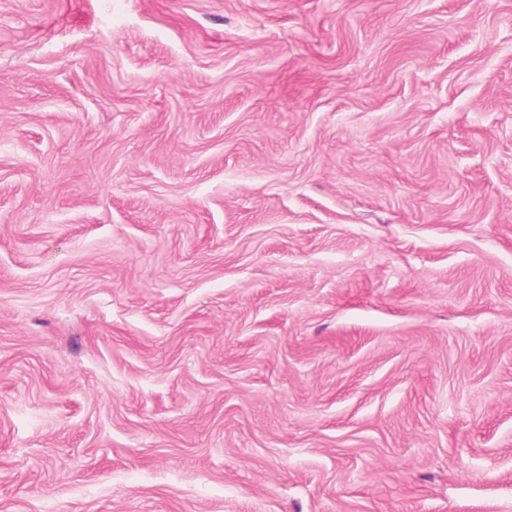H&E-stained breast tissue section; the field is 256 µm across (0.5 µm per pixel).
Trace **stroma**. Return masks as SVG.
Here are the masks:
<instances>
[{
    "mask_svg": "<svg viewBox=\"0 0 512 512\" xmlns=\"http://www.w3.org/2000/svg\"><path fill=\"white\" fill-rule=\"evenodd\" d=\"M0 512H512V0H0Z\"/></svg>",
    "mask_w": 512,
    "mask_h": 512,
    "instance_id": "35a3bbf8",
    "label": "stroma"
}]
</instances>
